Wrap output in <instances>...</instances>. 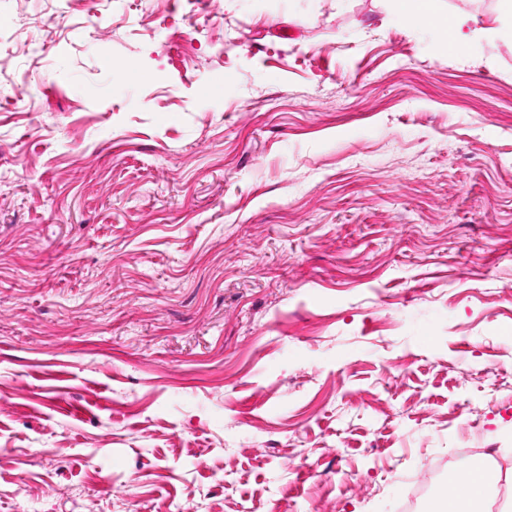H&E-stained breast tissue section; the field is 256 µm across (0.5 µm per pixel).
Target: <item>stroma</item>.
<instances>
[{"label": "stroma", "mask_w": 512, "mask_h": 512, "mask_svg": "<svg viewBox=\"0 0 512 512\" xmlns=\"http://www.w3.org/2000/svg\"><path fill=\"white\" fill-rule=\"evenodd\" d=\"M4 20L0 512H401L470 433L512 474L511 36L384 0ZM392 11L397 12L407 23L430 24L436 27L442 35L443 41L449 47H456L471 36V32L464 29L468 22L465 13H452L448 17L437 0H387ZM449 21V30H448Z\"/></svg>", "instance_id": "obj_1"}]
</instances>
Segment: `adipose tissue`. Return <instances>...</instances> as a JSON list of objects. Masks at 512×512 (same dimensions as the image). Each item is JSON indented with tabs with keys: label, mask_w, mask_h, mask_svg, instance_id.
Here are the masks:
<instances>
[{
	"label": "adipose tissue",
	"mask_w": 512,
	"mask_h": 512,
	"mask_svg": "<svg viewBox=\"0 0 512 512\" xmlns=\"http://www.w3.org/2000/svg\"><path fill=\"white\" fill-rule=\"evenodd\" d=\"M392 11L397 12L407 23L429 24L436 27L448 46L455 47L464 42L468 34L466 14H445L438 0H389ZM461 474L453 478L450 486H444L436 494L431 512H485V504L492 488L500 476L490 468L480 469L462 464Z\"/></svg>",
	"instance_id": "1"
}]
</instances>
